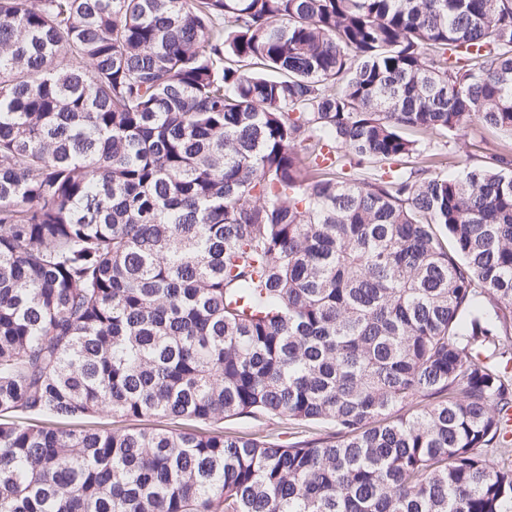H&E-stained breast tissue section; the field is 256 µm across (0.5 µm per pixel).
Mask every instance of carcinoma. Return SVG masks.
Returning a JSON list of instances; mask_svg holds the SVG:
<instances>
[{"instance_id":"1","label":"carcinoma","mask_w":512,"mask_h":512,"mask_svg":"<svg viewBox=\"0 0 512 512\" xmlns=\"http://www.w3.org/2000/svg\"><path fill=\"white\" fill-rule=\"evenodd\" d=\"M472 116L512 0H0V512H512V146L405 134ZM407 135L420 140L425 153L447 154L448 165L455 157L464 156L465 151L472 155L469 159L471 166L483 165L488 157L499 153L505 143V138L500 133L483 126L475 117L464 123L448 138H428L414 131H407ZM471 144L474 146L471 147ZM63 426L102 427L125 429L140 426H154L165 429H203L224 435L262 437L288 445L301 441H313L333 433L334 429L324 423L290 424L288 420L271 418L266 415L232 416L211 423L191 420L170 421L165 418H151L145 421H126L120 417L101 415L93 418H79L64 421Z\"/></svg>"}]
</instances>
